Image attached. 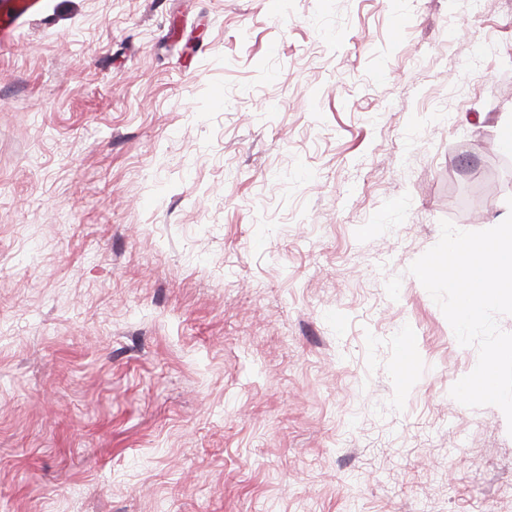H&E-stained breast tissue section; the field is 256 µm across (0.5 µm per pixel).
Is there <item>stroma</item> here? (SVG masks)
Returning a JSON list of instances; mask_svg holds the SVG:
<instances>
[{
  "label": "stroma",
  "instance_id": "35a3bbf8",
  "mask_svg": "<svg viewBox=\"0 0 512 512\" xmlns=\"http://www.w3.org/2000/svg\"><path fill=\"white\" fill-rule=\"evenodd\" d=\"M509 120L512 0H41L0 46V512H512L408 271L512 213V169L448 204Z\"/></svg>",
  "mask_w": 512,
  "mask_h": 512
}]
</instances>
